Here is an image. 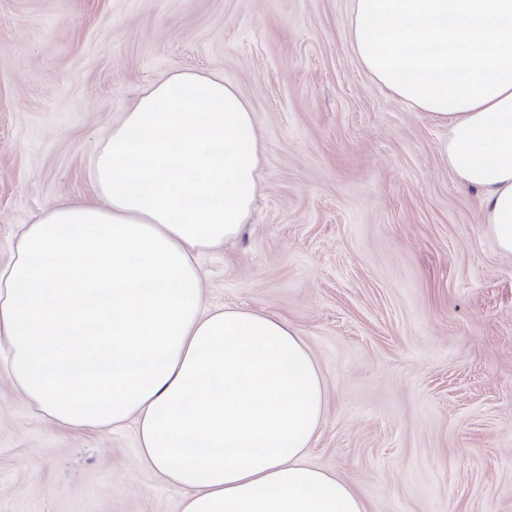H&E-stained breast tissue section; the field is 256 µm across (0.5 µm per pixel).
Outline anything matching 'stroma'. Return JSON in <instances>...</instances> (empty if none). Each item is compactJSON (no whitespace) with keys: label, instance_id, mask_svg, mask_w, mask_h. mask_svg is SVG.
<instances>
[{"label":"stroma","instance_id":"obj_1","mask_svg":"<svg viewBox=\"0 0 512 512\" xmlns=\"http://www.w3.org/2000/svg\"><path fill=\"white\" fill-rule=\"evenodd\" d=\"M352 0H0V267L27 224L102 204L92 166L141 93L223 76L262 142L206 307L284 319L325 386L304 460L368 512H512V255L448 167V123L362 66ZM137 429L47 421L0 358V512H181Z\"/></svg>","mask_w":512,"mask_h":512}]
</instances>
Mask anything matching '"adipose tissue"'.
Wrapping results in <instances>:
<instances>
[{"label": "adipose tissue", "instance_id": "1", "mask_svg": "<svg viewBox=\"0 0 512 512\" xmlns=\"http://www.w3.org/2000/svg\"><path fill=\"white\" fill-rule=\"evenodd\" d=\"M350 40L379 83L447 120L448 167L512 254V0H353ZM260 154L223 77L152 85L97 153L103 205L49 209L0 270V339L50 421H135L141 461L184 489L182 512H367L303 461L325 392L297 332L202 307L196 256L246 224Z\"/></svg>", "mask_w": 512, "mask_h": 512}]
</instances>
